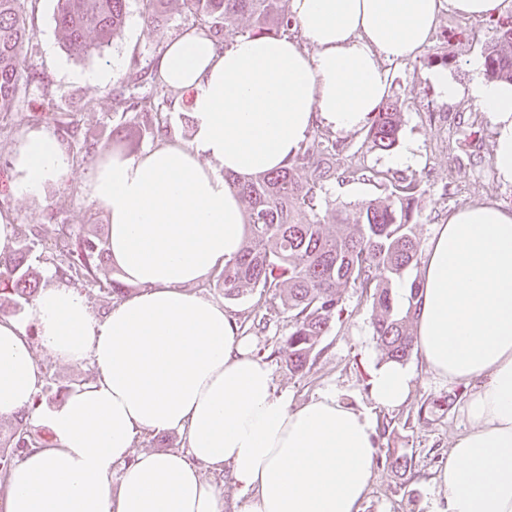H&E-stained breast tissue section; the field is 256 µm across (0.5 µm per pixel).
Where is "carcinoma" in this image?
<instances>
[{"label": "carcinoma", "instance_id": "1", "mask_svg": "<svg viewBox=\"0 0 512 512\" xmlns=\"http://www.w3.org/2000/svg\"><path fill=\"white\" fill-rule=\"evenodd\" d=\"M174 0H143L145 20L166 34ZM194 25L209 36L227 42L238 34L236 23L251 20L248 35H284L293 26L288 0H180ZM28 0H0V115L15 111L22 90L38 82L43 99L41 117L54 122L59 111L50 99V81L30 63L35 53L34 28L25 10ZM128 0H56L55 28L67 53L77 59L103 56L124 27ZM498 42L486 56L492 78L512 81V16L495 21ZM148 69L134 66L114 95L119 121L108 139L112 148L134 149L144 135L172 136L170 114L178 94L161 93ZM401 103L385 101L367 129L371 148L391 149L398 140ZM132 115L126 120V115ZM340 145L318 133L301 145L292 164L282 170L248 179L229 176L244 205L247 235L237 258L218 273L216 284L224 297L237 299L261 289L267 309L288 313L291 332L282 348L288 369L301 373L309 365L322 338L341 317L340 288L361 290L372 310L373 337L389 361L404 362L416 346L411 329L419 286L412 283L406 308L395 301L390 284L418 260L421 239L415 213L421 197V179L393 177L368 167L338 163ZM368 177L384 187V199H371L354 209L331 206L323 195L324 182ZM43 228L17 229V247L0 254V296L26 302L38 292L28 264L31 245ZM64 263L55 268L62 280L96 283L105 249L95 236L77 235L62 241ZM45 447L31 429L30 413L16 417L7 432H0V475L27 452ZM376 463L400 478L412 473L413 456L405 448H378Z\"/></svg>", "mask_w": 512, "mask_h": 512}]
</instances>
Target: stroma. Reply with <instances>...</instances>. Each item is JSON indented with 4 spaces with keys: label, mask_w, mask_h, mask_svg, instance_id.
<instances>
[{
    "label": "stroma",
    "mask_w": 512,
    "mask_h": 512,
    "mask_svg": "<svg viewBox=\"0 0 512 512\" xmlns=\"http://www.w3.org/2000/svg\"><path fill=\"white\" fill-rule=\"evenodd\" d=\"M55 0H37L33 25L38 54L33 63L51 82L56 104L68 109L77 129L76 137L60 135L70 159L67 170L48 181L40 195L26 197L14 191L13 156L19 143L31 132H54V124L33 120L41 92L30 89L12 118L9 137H0V214L17 225L51 224L75 234H104L103 212L87 202L83 186L93 164L77 159L83 138L97 139V157L111 150L100 134L118 119L113 95L132 64L147 65L165 50L167 40L189 27L192 19L181 5H172L166 37L144 20L142 0H129L124 28L104 56L76 59L63 48L54 23ZM498 33L489 20H473L441 13L424 51L415 59L391 65L392 98L402 101L401 127L396 146L389 151L369 150L365 129L336 133L344 147L345 161L366 165L394 176H422L417 233L429 241L449 211L474 201H492L512 209V185L503 183L494 165L495 131L486 113L473 101L451 105L440 99L429 80L437 68H445L455 80L466 83L470 57L486 56ZM111 68L110 84L86 81V73ZM413 148L412 163L395 159ZM199 294L222 303L250 337L256 355L269 363L278 391L292 394L295 404L310 400L319 390L335 388L340 397L361 410L373 412L376 421L390 422L392 433L379 436L380 446L407 449L413 456L410 479L402 480L390 470L375 467L362 504L363 512H441L445 490L436 481L449 448L463 432L461 408L470 395L468 387L441 385L426 371L420 353L406 362L413 373L408 400L394 409L375 408L370 398V373L382 363V353L373 337L371 308L358 288L346 286L340 294L344 314L316 348L309 367L302 373L288 370L279 349L291 326L286 313L263 312L259 291L235 300L226 299L214 279L198 285ZM0 315L25 325L33 357L41 371L43 386L37 411L45 414L60 406L66 392L76 390L94 377L91 363L73 365L58 359L41 344L31 304H0Z\"/></svg>",
    "instance_id": "1"
}]
</instances>
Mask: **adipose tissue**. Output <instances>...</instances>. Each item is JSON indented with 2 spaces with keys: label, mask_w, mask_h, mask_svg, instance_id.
Here are the masks:
<instances>
[{
  "label": "adipose tissue",
  "mask_w": 512,
  "mask_h": 512,
  "mask_svg": "<svg viewBox=\"0 0 512 512\" xmlns=\"http://www.w3.org/2000/svg\"><path fill=\"white\" fill-rule=\"evenodd\" d=\"M503 0H290L298 36L218 44L190 28L155 64L173 90H190L194 134L101 158L83 192L108 222L106 247L138 291L104 317L82 294L43 288L33 313L43 346L91 362L96 377L47 416L49 447L6 477V512H224L202 468H230L246 512H361L373 475L377 423L322 390L297 407L275 393L223 305L194 293L239 254L241 200L227 174L288 167L313 127L366 125L390 94L388 64L414 59L441 8L499 16ZM433 73L441 98L464 99L496 129L494 162L512 184V82ZM18 195L38 194L68 157L49 134L19 145ZM430 374L471 386L468 426L438 475L442 512H512V209L480 201L449 212L430 239L414 317ZM412 374L388 362L371 376L376 405L408 397ZM43 379L22 325L0 319V416L30 408ZM177 431L186 452L131 456L141 433Z\"/></svg>",
  "instance_id": "1"
}]
</instances>
